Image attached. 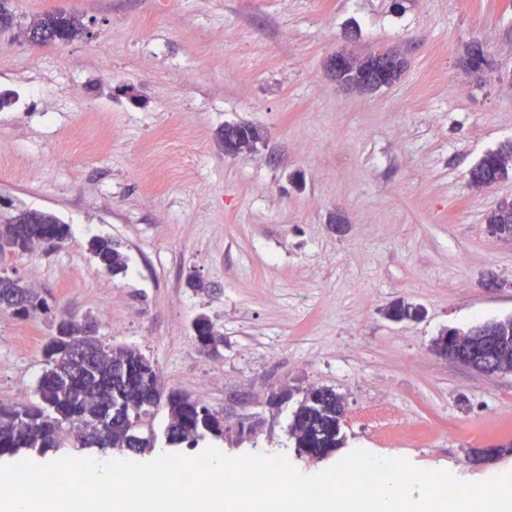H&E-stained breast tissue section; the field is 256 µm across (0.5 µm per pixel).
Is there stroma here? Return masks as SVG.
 <instances>
[{"label": "stroma", "mask_w": 512, "mask_h": 512, "mask_svg": "<svg viewBox=\"0 0 512 512\" xmlns=\"http://www.w3.org/2000/svg\"><path fill=\"white\" fill-rule=\"evenodd\" d=\"M0 31V222L20 209L71 226L0 269L49 312L0 309V403L39 402L42 346L64 315L138 349L162 391L222 412L229 455L285 456L314 474L354 449L467 483L512 472V374L441 358L435 339L512 316V243L488 213L512 178L470 171L512 141V0H8ZM49 12L85 25L65 44L23 31ZM490 66L460 65L472 43ZM398 51L401 79L362 96L326 62ZM263 144L224 153L228 124ZM342 219L348 230L330 227ZM98 238L124 272L100 267ZM206 285L188 287L189 276ZM504 288L490 289L488 277ZM420 308L394 322L388 308ZM223 341L202 349L199 315ZM345 405L342 448L297 456L306 389ZM91 248L99 266L104 270L118 274L125 269V255L112 239L98 238L92 242Z\"/></svg>", "instance_id": "35a3bbf8"}]
</instances>
